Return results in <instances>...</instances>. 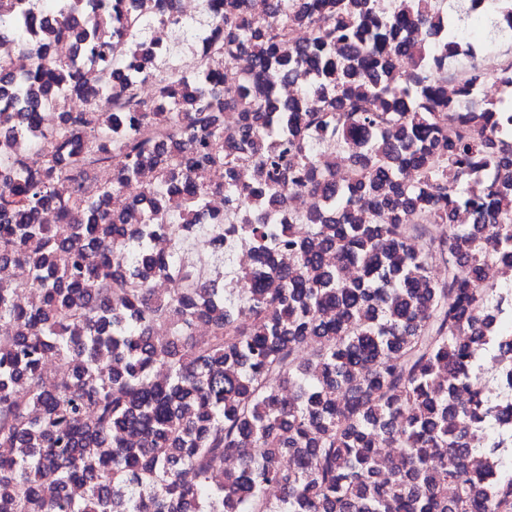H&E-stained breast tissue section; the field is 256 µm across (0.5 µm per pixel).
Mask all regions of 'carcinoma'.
Here are the masks:
<instances>
[{"instance_id":"obj_1","label":"carcinoma","mask_w":512,"mask_h":512,"mask_svg":"<svg viewBox=\"0 0 512 512\" xmlns=\"http://www.w3.org/2000/svg\"><path fill=\"white\" fill-rule=\"evenodd\" d=\"M253 2L221 0L213 63L181 74L132 40L143 21L128 4L99 13L86 0H0V38L32 61L23 80L0 65L12 107L0 108V263L27 267L41 295L21 307L0 282V322L16 328L0 336V512H512L499 433L508 397L485 382L487 361L512 344V316L490 321L508 290L481 279L488 263L512 261V209L498 206L512 194L506 105L451 115L437 91L446 72L422 64L388 79L432 0L411 13L388 0H263L258 14ZM296 27L306 44L290 39ZM60 39L80 52L74 61L47 55ZM338 41L350 60L334 66ZM242 54L257 86L302 79L304 106L226 87L224 65ZM126 56L150 70L115 75L128 84L122 97L81 82L85 65L110 75ZM146 78L156 104L136 93ZM70 96L84 111L46 124L42 101ZM227 109L237 125H224ZM386 127L397 133L381 146ZM23 137L44 145L41 169L16 159ZM320 143L354 151V188L313 180ZM243 164L251 186L237 182ZM144 165L158 183L107 210ZM96 168L112 178L86 196ZM292 191L317 195L332 223L297 236L275 223L271 209ZM216 194L239 213L230 231L258 254L239 288L249 326L208 300L207 283L137 248L141 228L200 215ZM362 197L372 219L352 224ZM50 206L57 221L44 224ZM461 207L475 223L432 225ZM279 248L292 266L277 265ZM330 248L364 281L323 268ZM433 262L446 269L437 280ZM159 277L182 287L155 298ZM203 317L206 341L193 336ZM49 353L67 380L44 376ZM380 440L398 458L382 459ZM46 481L50 497L39 493Z\"/></svg>"}]
</instances>
